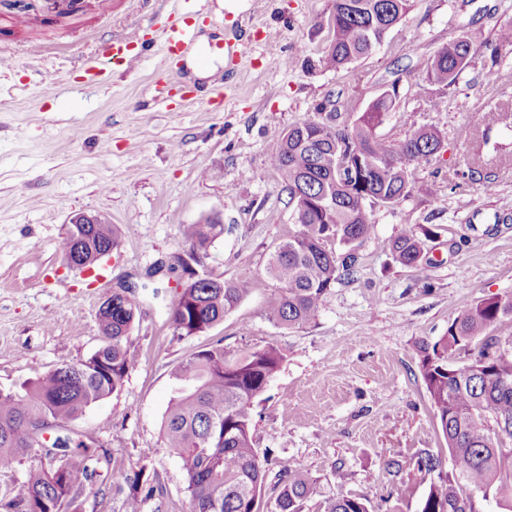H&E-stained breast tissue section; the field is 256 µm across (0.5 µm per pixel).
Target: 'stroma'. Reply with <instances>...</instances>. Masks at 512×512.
I'll return each instance as SVG.
<instances>
[{"label":"stroma","instance_id":"35a3bbf8","mask_svg":"<svg viewBox=\"0 0 512 512\" xmlns=\"http://www.w3.org/2000/svg\"><path fill=\"white\" fill-rule=\"evenodd\" d=\"M249 40L237 76L200 79L158 54L87 83L84 65L131 31L129 12L155 36L174 0H96L55 25L45 0H24L27 26L0 7V390H16L53 367L77 364L102 344L104 301L132 286L140 302L122 390L64 424L94 441L109 463L84 479L78 512H126L127 474L144 470L153 493L141 512H188L182 459L164 446L162 424L174 372L194 351L221 343L229 355L275 346L280 369L252 408L256 446L317 477L323 495H366L376 512H418L429 476L410 464L423 448L445 452L420 373L418 345L448 331L464 304L512 293V0H412L406 17L368 57L324 70V26L334 0H231ZM273 35L260 39V27ZM481 30L457 88L426 85L419 70L463 30ZM65 40L34 58L31 47ZM54 71L56 83L35 68ZM495 72V84L484 83ZM398 90L399 108L377 129L403 141L410 123L436 131L442 147L409 165V194L374 205L376 235L359 249L355 274L339 281L315 321L285 328L267 317L278 295L267 282L207 333L174 335L169 306L185 278L178 258L186 225H227L204 270L237 282L263 275L296 225L269 146L325 105L341 125ZM442 107H435V97ZM481 153L485 174L468 160ZM79 212L104 216L119 246L94 276L68 268L63 236ZM425 236L419 268L395 261L402 231ZM405 461L401 474L385 469Z\"/></svg>","mask_w":512,"mask_h":512}]
</instances>
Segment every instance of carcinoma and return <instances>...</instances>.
<instances>
[{
    "label": "carcinoma",
    "instance_id": "carcinoma-1",
    "mask_svg": "<svg viewBox=\"0 0 512 512\" xmlns=\"http://www.w3.org/2000/svg\"><path fill=\"white\" fill-rule=\"evenodd\" d=\"M411 8L410 0H334L327 44L319 58L325 69H347L371 53L385 29L396 25ZM482 33L465 30L419 65L430 86L451 88L470 66ZM397 94L376 100L352 124L336 126V113L317 112L291 126L270 149L290 198L295 201V234L276 248L265 275L225 282L203 275L181 284L169 309L174 334L192 336L213 328L243 298L271 279L279 294L268 318L281 326L300 328L315 320L336 282L351 277L357 247L375 233L372 205L379 196L396 204L409 193L407 164L435 155L437 133L409 122L408 137L394 144L376 129L396 111ZM367 153L373 165L360 178L339 175L340 156ZM224 225L209 221L188 224L184 239L190 263L201 267ZM117 247L110 224L66 225L65 253L83 263L107 245ZM394 259L416 267L425 254L422 238L406 231L390 244ZM139 309L133 294L115 295L99 313L103 344L76 365H61L22 385L0 391V469L39 445L41 430L81 415L94 403L119 393L133 365L127 342ZM512 321V293L466 304L448 325V333L419 345L420 371L443 435L452 468L428 448L412 459L430 476L418 512H482L474 493L512 494V336H492L489 329ZM282 357L269 346L228 358L217 344L193 352L175 372L177 387L169 401L165 446L184 462L190 512H252L266 496L268 475L278 468L268 512H305L317 494V479L293 465L277 464L255 447L252 406L278 371ZM51 445L62 456L68 478L54 480L51 469L28 470L14 496L0 498V512H77L81 476L93 475L108 459L92 442L69 433L56 434ZM128 512H140L138 493L143 471L126 476ZM321 512H371L362 495H339L321 505Z\"/></svg>",
    "mask_w": 512,
    "mask_h": 512
}]
</instances>
